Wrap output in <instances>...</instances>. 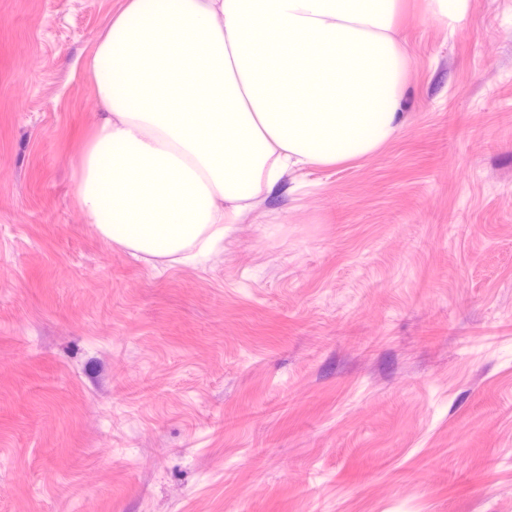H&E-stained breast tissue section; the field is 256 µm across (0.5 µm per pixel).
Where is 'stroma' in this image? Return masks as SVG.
I'll return each instance as SVG.
<instances>
[{
    "instance_id": "1",
    "label": "stroma",
    "mask_w": 512,
    "mask_h": 512,
    "mask_svg": "<svg viewBox=\"0 0 512 512\" xmlns=\"http://www.w3.org/2000/svg\"><path fill=\"white\" fill-rule=\"evenodd\" d=\"M408 121L196 264L73 198L124 0H0V512H512V0H404ZM468 0H425V13L436 22L448 24L460 22L466 14Z\"/></svg>"
}]
</instances>
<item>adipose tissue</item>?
Returning <instances> with one entry per match:
<instances>
[{
	"label": "adipose tissue",
	"instance_id": "obj_1",
	"mask_svg": "<svg viewBox=\"0 0 512 512\" xmlns=\"http://www.w3.org/2000/svg\"><path fill=\"white\" fill-rule=\"evenodd\" d=\"M399 0H127L87 68L74 178L109 243L190 262L289 170L361 159L406 122Z\"/></svg>",
	"mask_w": 512,
	"mask_h": 512
}]
</instances>
